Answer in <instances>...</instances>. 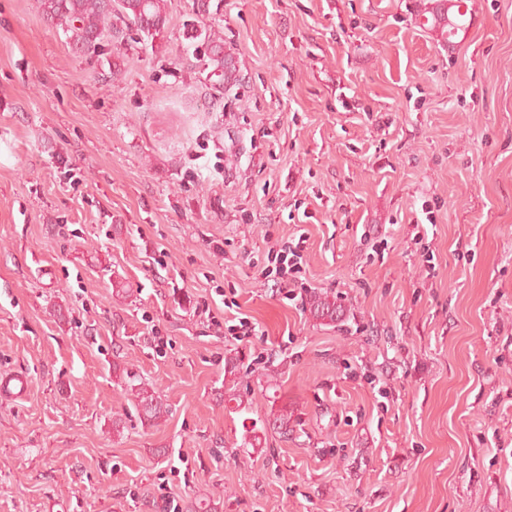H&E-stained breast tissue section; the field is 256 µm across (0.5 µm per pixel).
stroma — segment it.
<instances>
[{
	"mask_svg": "<svg viewBox=\"0 0 512 512\" xmlns=\"http://www.w3.org/2000/svg\"><path fill=\"white\" fill-rule=\"evenodd\" d=\"M431 2L167 0L113 74L0 0V512H512V0ZM448 2H452L451 0H436L434 2V6L431 8L428 7L425 10L428 9V11H425L422 15L425 16L427 20V24L429 22V18L425 15L426 13H430L433 17V23L431 24L432 30L438 33V36H440L442 39L448 41V33L452 34L453 30L458 29L460 26L454 21H451L448 18V10L452 7H457V15L459 17H464L465 14H460L458 4H452L448 7ZM449 26V30H448ZM191 35V39L200 38L201 45L204 47L205 65L211 68L210 78L218 77L219 81L224 80V84H231L236 81V65L233 56L224 50V39L219 33L210 29L204 32ZM309 311L316 319L327 322H336L341 316V305L336 298L328 293L312 292L308 298ZM135 398V408L142 420L148 425H155L167 414V406L160 395L145 383L127 384Z\"/></svg>",
	"mask_w": 512,
	"mask_h": 512,
	"instance_id": "obj_1",
	"label": "stroma"
}]
</instances>
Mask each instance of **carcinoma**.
<instances>
[{"instance_id": "obj_1", "label": "carcinoma", "mask_w": 512, "mask_h": 512, "mask_svg": "<svg viewBox=\"0 0 512 512\" xmlns=\"http://www.w3.org/2000/svg\"><path fill=\"white\" fill-rule=\"evenodd\" d=\"M448 2L435 0L428 9L433 17L432 30L442 39L459 27L448 18ZM45 21L60 27L67 34L71 47L90 58L103 55V43L111 42L125 32H134L153 39L162 33L167 23L165 0H38ZM204 47L205 65L210 76L226 84L236 81V65L233 56L224 50V39L219 33L208 29L191 36ZM309 311L313 317L335 322L341 316V305L336 297L328 293L312 292L308 298ZM135 398V408L142 422L157 424L167 414V406L160 395L144 383L128 384ZM288 406H283L268 426L276 432L288 434Z\"/></svg>"}]
</instances>
